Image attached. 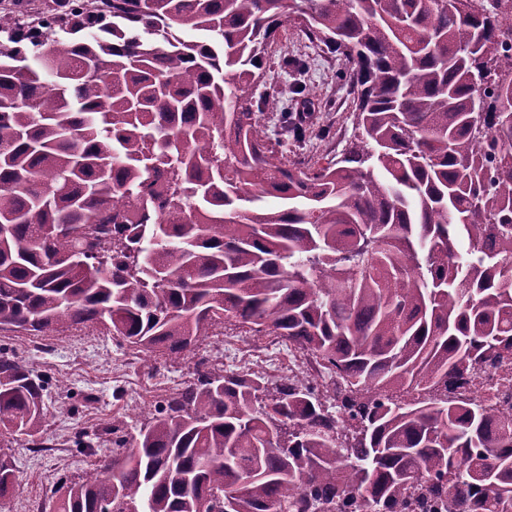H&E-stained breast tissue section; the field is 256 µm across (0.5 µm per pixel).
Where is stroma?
Listing matches in <instances>:
<instances>
[{
  "label": "stroma",
  "instance_id": "obj_1",
  "mask_svg": "<svg viewBox=\"0 0 512 512\" xmlns=\"http://www.w3.org/2000/svg\"><path fill=\"white\" fill-rule=\"evenodd\" d=\"M300 61L304 71L285 68ZM341 61L309 42L295 21L285 22L269 49L261 91H278L307 127V142L298 156L314 162L340 155L353 135V94L338 73ZM13 346L39 374L64 378L66 388L52 389L41 439L47 449L29 453L26 437L12 446L19 458L15 495L0 501V512H52L51 491L75 479L103 457L105 448L77 453L75 428L99 430L112 417L153 408L168 387L190 379L193 359L165 355L144 357L118 346L101 325L83 327L81 335L39 347L27 337L0 333V344Z\"/></svg>",
  "mask_w": 512,
  "mask_h": 512
}]
</instances>
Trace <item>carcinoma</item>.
Segmentation results:
<instances>
[{"instance_id": "carcinoma-1", "label": "carcinoma", "mask_w": 512, "mask_h": 512, "mask_svg": "<svg viewBox=\"0 0 512 512\" xmlns=\"http://www.w3.org/2000/svg\"><path fill=\"white\" fill-rule=\"evenodd\" d=\"M342 60L355 141L326 164L255 96L289 0H54L34 35L0 7V331L102 324L173 360L222 319L317 356L330 384L203 359L55 512H512V418L438 395L512 349V62L484 4L304 0ZM196 37L186 40L177 32ZM95 61L96 72L85 63ZM278 208L258 205L265 197ZM52 377L0 345L7 436Z\"/></svg>"}]
</instances>
